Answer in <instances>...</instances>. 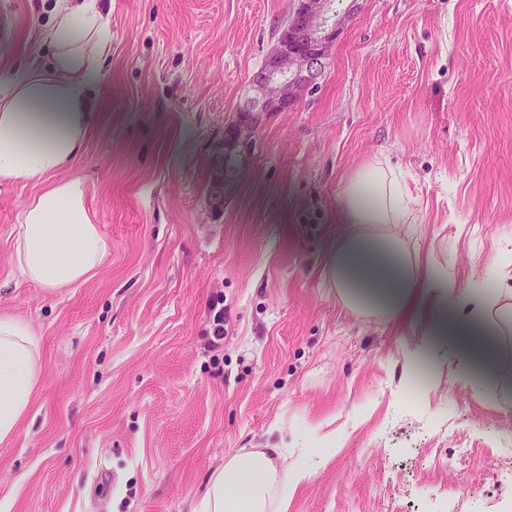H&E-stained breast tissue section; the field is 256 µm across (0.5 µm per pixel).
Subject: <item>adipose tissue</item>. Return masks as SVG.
I'll return each mask as SVG.
<instances>
[{"label": "adipose tissue", "instance_id": "adipose-tissue-1", "mask_svg": "<svg viewBox=\"0 0 512 512\" xmlns=\"http://www.w3.org/2000/svg\"><path fill=\"white\" fill-rule=\"evenodd\" d=\"M48 59L0 81V181L39 186L22 209L14 262L28 281L65 288L101 265L110 245L87 209L83 183L68 170L90 134L86 100L112 56V29L101 0H57L42 31ZM400 173L374 159L343 183L337 218L343 233L326 258L341 301L352 310L397 316L420 289L434 299L431 332L448 333L446 306L500 337L490 372L512 366V289L473 282L460 291L420 263L396 227L409 216ZM38 345L23 321L0 315V444L10 442L38 386ZM311 471L288 465L272 448L228 454L193 512H288L289 487Z\"/></svg>", "mask_w": 512, "mask_h": 512}]
</instances>
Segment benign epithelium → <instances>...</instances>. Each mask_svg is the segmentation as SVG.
Masks as SVG:
<instances>
[{"label":"benign epithelium","instance_id":"obj_1","mask_svg":"<svg viewBox=\"0 0 512 512\" xmlns=\"http://www.w3.org/2000/svg\"><path fill=\"white\" fill-rule=\"evenodd\" d=\"M360 8L361 0H297L284 43L251 76L253 95L237 110L241 120L235 143L252 140L253 118L265 112H291L304 94L319 87L329 48Z\"/></svg>","mask_w":512,"mask_h":512}]
</instances>
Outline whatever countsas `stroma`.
<instances>
[{"instance_id": "stroma-1", "label": "stroma", "mask_w": 512, "mask_h": 512, "mask_svg": "<svg viewBox=\"0 0 512 512\" xmlns=\"http://www.w3.org/2000/svg\"><path fill=\"white\" fill-rule=\"evenodd\" d=\"M112 57L71 170L111 245L50 290L13 261L32 185L0 184V315L39 341L28 413L0 446L9 512H193L226 453L284 443L308 466L289 512H501L512 371L487 375L428 312L346 308L327 282L343 182L401 172L412 251L463 288L512 282V0H363L320 89L232 142L294 0H107ZM48 0H0V78L45 53ZM224 338H215V315ZM422 412L406 410L411 394ZM465 437L462 455L454 435ZM114 478L96 495L99 469Z\"/></svg>"}]
</instances>
